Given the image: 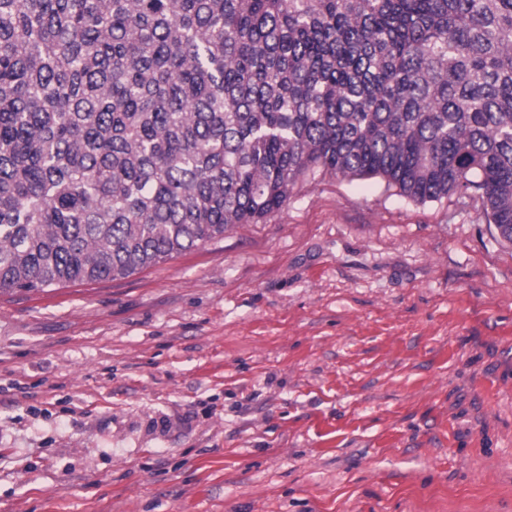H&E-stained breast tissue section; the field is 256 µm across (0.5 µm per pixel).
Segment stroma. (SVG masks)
<instances>
[{"label":"stroma","instance_id":"35a3bbf8","mask_svg":"<svg viewBox=\"0 0 512 512\" xmlns=\"http://www.w3.org/2000/svg\"><path fill=\"white\" fill-rule=\"evenodd\" d=\"M0 512H512V244L480 202L326 176L1 296Z\"/></svg>","mask_w":512,"mask_h":512}]
</instances>
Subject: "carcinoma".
Here are the masks:
<instances>
[{
    "instance_id": "cac0c4a2",
    "label": "carcinoma",
    "mask_w": 512,
    "mask_h": 512,
    "mask_svg": "<svg viewBox=\"0 0 512 512\" xmlns=\"http://www.w3.org/2000/svg\"><path fill=\"white\" fill-rule=\"evenodd\" d=\"M327 175L479 200L512 244V0H0V295L126 278Z\"/></svg>"
}]
</instances>
